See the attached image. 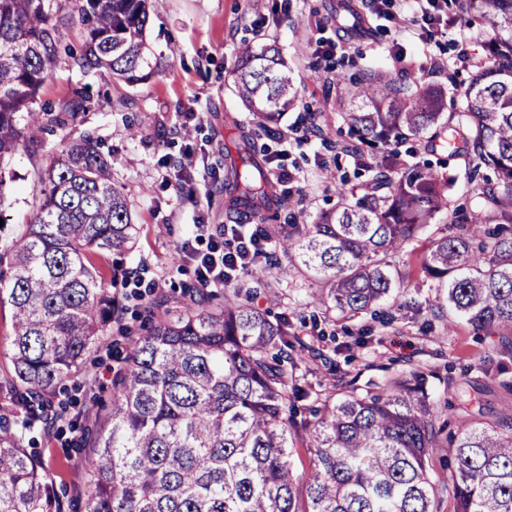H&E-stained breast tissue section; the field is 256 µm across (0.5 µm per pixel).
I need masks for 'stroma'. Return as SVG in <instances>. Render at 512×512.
Returning a JSON list of instances; mask_svg holds the SVG:
<instances>
[{
	"mask_svg": "<svg viewBox=\"0 0 512 512\" xmlns=\"http://www.w3.org/2000/svg\"><path fill=\"white\" fill-rule=\"evenodd\" d=\"M340 2L151 0L148 80L129 84L106 72L85 75L63 65L41 88L39 103L56 109L73 89H83L86 109L75 122L47 129L38 152L19 147L0 167V190L10 203L8 222L0 226V254L19 225L36 213L39 172L86 133L98 137L138 228L124 258L109 253L93 258L104 283L120 295L123 309L76 381L56 391L51 406L67 404V431L38 437V459L65 512H82L84 432L110 409L130 349L162 309L187 302L189 289L198 286L195 265L180 261L177 246L188 239L206 250L211 230L225 224L224 158L230 146L246 135L266 150V174L278 188L281 206L275 215L247 218L246 225H270L267 249L275 253L288 232L291 211L316 218L335 206L341 184L359 185L367 178L352 155L326 148L307 132L306 117L313 111L332 140L348 139L337 78L355 82L373 70L397 74L408 69L443 89L449 111H461L473 70L461 67L459 57L465 53L475 61L484 56L483 44L493 33L487 20L463 15L460 0H448L447 35L423 40L393 23L401 0H383L380 15L358 29L338 26ZM244 43L278 46L293 72L296 99L271 136L258 135L256 121L232 92L238 49ZM399 53L404 56L400 62L395 59ZM131 122L140 127L134 137L127 130ZM404 149L407 159H432L437 170L452 178L453 206L476 211L477 190L467 182L463 158L449 156L443 147L430 152L423 137ZM186 160L193 173L181 171ZM283 170L291 173V181H281ZM447 232L446 216H437L393 258L402 287L352 318L320 304L314 288L299 277L282 280L272 303L255 277L241 276L237 285L255 290L256 304L268 306L272 316L287 317L304 345L295 354L292 372L314 392L328 395L342 380L362 389L370 382L395 379L415 365L427 375L438 421L452 417L455 385L463 380L485 388L486 401L500 410L512 405V391L506 389L512 384V352L501 350L500 336L464 321L449 323L442 289L418 265L428 241Z\"/></svg>",
	"mask_w": 512,
	"mask_h": 512,
	"instance_id": "1",
	"label": "stroma"
}]
</instances>
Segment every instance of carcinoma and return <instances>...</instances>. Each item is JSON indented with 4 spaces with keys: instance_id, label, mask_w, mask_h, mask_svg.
Here are the masks:
<instances>
[{
    "instance_id": "carcinoma-1",
    "label": "carcinoma",
    "mask_w": 512,
    "mask_h": 512,
    "mask_svg": "<svg viewBox=\"0 0 512 512\" xmlns=\"http://www.w3.org/2000/svg\"><path fill=\"white\" fill-rule=\"evenodd\" d=\"M460 9L495 29L463 111L445 113L441 87L414 76L374 72L346 90L350 140L336 148L370 154L368 180L341 189L312 224L291 214L292 232L280 242L287 264L267 272L309 276L320 300L353 317L401 287L391 258L444 213L448 234L431 241L421 269L445 290L454 316L491 336L512 327V0H460ZM149 17L148 0H0V164L21 146L39 148L48 124L85 109L80 89L55 115L33 108L61 56L71 55L67 29L85 33L73 57L79 71L105 69L134 84L149 77ZM233 92L271 130L295 97L280 48L245 46ZM429 131L468 160L470 174L494 172L469 218L451 209L446 176L398 150ZM258 157L249 137L227 163L229 209L238 214L259 197L276 202ZM39 194L33 221L12 242V277L0 285V303L13 310L5 390L16 406L0 416V512H45L51 503L61 512L24 441L55 427L48 397L79 375L119 311L88 253L121 256L136 235L123 188L90 134L51 163ZM468 224L488 225L479 242ZM289 346L288 320L256 307L249 292L216 307L192 300L165 309L131 349L112 406L94 424L84 512H435L443 493L451 512H512V413L494 411L481 389L457 387L458 425L444 439L426 376L412 367L363 393L341 386L302 413L298 403L311 391L284 366ZM298 440L314 452L300 472L292 460ZM438 448L454 457L440 488L427 473Z\"/></svg>"
}]
</instances>
